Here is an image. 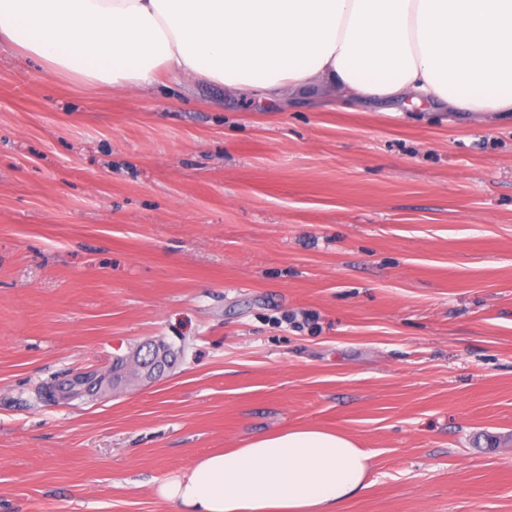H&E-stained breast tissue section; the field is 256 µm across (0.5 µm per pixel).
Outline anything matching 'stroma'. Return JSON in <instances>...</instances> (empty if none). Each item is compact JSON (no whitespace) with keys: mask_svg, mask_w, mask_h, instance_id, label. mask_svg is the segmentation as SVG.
<instances>
[{"mask_svg":"<svg viewBox=\"0 0 512 512\" xmlns=\"http://www.w3.org/2000/svg\"><path fill=\"white\" fill-rule=\"evenodd\" d=\"M101 398L43 385L147 341ZM374 455L344 512H512V116L256 111L0 44V512H175L196 458L278 428ZM140 351H135L132 359V367L135 371L141 374V379H150L156 373L163 370V365H166L165 357L167 350L164 345H158L144 356L140 355Z\"/></svg>","mask_w":512,"mask_h":512,"instance_id":"35a3bbf8","label":"stroma"}]
</instances>
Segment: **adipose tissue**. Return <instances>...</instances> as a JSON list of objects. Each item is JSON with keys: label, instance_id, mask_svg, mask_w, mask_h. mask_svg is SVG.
I'll list each match as a JSON object with an SVG mask.
<instances>
[{"label": "adipose tissue", "instance_id": "adipose-tissue-1", "mask_svg": "<svg viewBox=\"0 0 512 512\" xmlns=\"http://www.w3.org/2000/svg\"><path fill=\"white\" fill-rule=\"evenodd\" d=\"M1 41L112 88L175 73L274 106L512 112V0H0ZM372 468L348 432L298 424L204 455L158 494L178 512H342Z\"/></svg>", "mask_w": 512, "mask_h": 512}]
</instances>
